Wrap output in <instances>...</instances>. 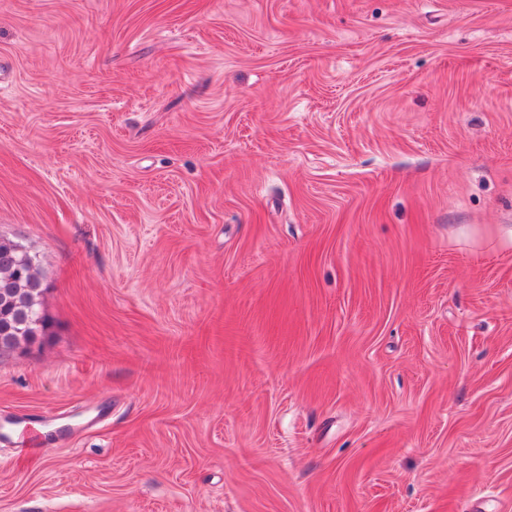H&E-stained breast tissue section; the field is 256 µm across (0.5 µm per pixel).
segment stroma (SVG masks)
<instances>
[{
    "label": "stroma",
    "mask_w": 512,
    "mask_h": 512,
    "mask_svg": "<svg viewBox=\"0 0 512 512\" xmlns=\"http://www.w3.org/2000/svg\"><path fill=\"white\" fill-rule=\"evenodd\" d=\"M0 512H512V0H0ZM23 270V278H17L18 269ZM17 271V272H16ZM42 276L34 258L26 251H11L0 242V336L1 325L5 319L9 322L11 331L6 336H12L18 343L30 340L45 328V318L41 313V296L39 287ZM5 297L14 302L5 307ZM7 316V318H5Z\"/></svg>",
    "instance_id": "stroma-1"
}]
</instances>
